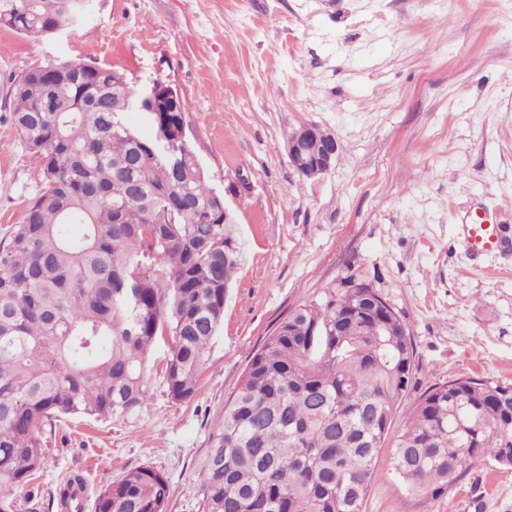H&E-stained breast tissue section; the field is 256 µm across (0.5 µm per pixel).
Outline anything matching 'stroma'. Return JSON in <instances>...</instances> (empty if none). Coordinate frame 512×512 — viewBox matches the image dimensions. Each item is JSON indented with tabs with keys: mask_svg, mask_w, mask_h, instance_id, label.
<instances>
[{
	"mask_svg": "<svg viewBox=\"0 0 512 512\" xmlns=\"http://www.w3.org/2000/svg\"><path fill=\"white\" fill-rule=\"evenodd\" d=\"M50 57L110 65L137 89L170 82L243 259L194 396L168 395L156 344L142 407L45 430L40 476L15 494L21 512H57L72 473L93 512L103 488L143 466L168 477L167 512H203L212 434L251 354L351 275L411 334L413 378L393 429L431 387L512 384V0H96L80 27L51 38L0 27L1 245L39 180L7 90ZM306 123L339 144L314 179L288 158ZM480 215L500 224L502 245L473 261L459 232ZM364 512H512V468L472 466L429 501L381 468Z\"/></svg>",
	"mask_w": 512,
	"mask_h": 512,
	"instance_id": "obj_1",
	"label": "stroma"
}]
</instances>
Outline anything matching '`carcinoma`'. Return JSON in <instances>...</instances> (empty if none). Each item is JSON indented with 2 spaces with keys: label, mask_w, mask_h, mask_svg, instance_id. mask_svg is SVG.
I'll return each instance as SVG.
<instances>
[{
  "label": "carcinoma",
  "mask_w": 512,
  "mask_h": 512,
  "mask_svg": "<svg viewBox=\"0 0 512 512\" xmlns=\"http://www.w3.org/2000/svg\"><path fill=\"white\" fill-rule=\"evenodd\" d=\"M68 0H0L26 35L64 21ZM9 90L11 122L39 189L0 248V512L42 469L45 427L122 418L148 399L145 361L168 342V395L190 399L224 321L242 245L188 142L179 112L132 131L131 95L109 65ZM56 112H40L42 97ZM73 224L83 226L79 237ZM350 276L294 308L255 350L224 403L202 474L204 512H363L398 398L412 381L409 331ZM512 454V384L458 378L426 391L394 442L390 477L434 498L466 468ZM82 478L58 486L74 512ZM168 478L129 470L94 512H165Z\"/></svg>",
  "instance_id": "carcinoma-1"
}]
</instances>
